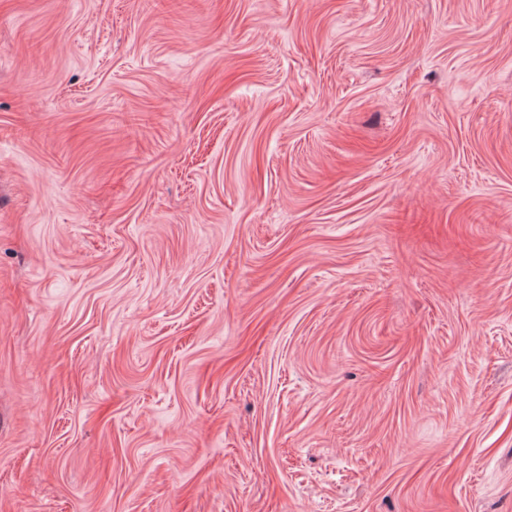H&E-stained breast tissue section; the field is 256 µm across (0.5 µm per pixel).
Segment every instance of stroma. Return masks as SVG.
<instances>
[{"label": "stroma", "mask_w": 512, "mask_h": 512, "mask_svg": "<svg viewBox=\"0 0 512 512\" xmlns=\"http://www.w3.org/2000/svg\"><path fill=\"white\" fill-rule=\"evenodd\" d=\"M0 512H512V0H0Z\"/></svg>", "instance_id": "obj_1"}]
</instances>
